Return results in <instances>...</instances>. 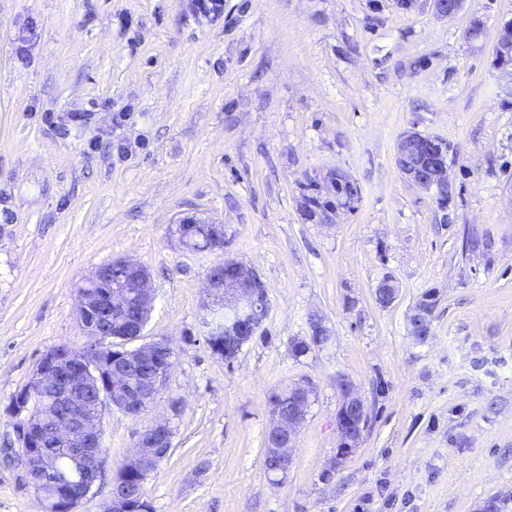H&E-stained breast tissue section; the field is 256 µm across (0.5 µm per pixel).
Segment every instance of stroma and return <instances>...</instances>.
<instances>
[{"label":"stroma","instance_id":"obj_1","mask_svg":"<svg viewBox=\"0 0 512 512\" xmlns=\"http://www.w3.org/2000/svg\"><path fill=\"white\" fill-rule=\"evenodd\" d=\"M188 3L0 0V449L17 445L3 408L41 356L84 341L78 286L127 258L151 274L143 339L176 356L139 419L105 409V468L78 512H103L136 432L163 418L151 512H486L496 496L512 512V80L494 54L512 0L447 20L427 0H224L218 19ZM409 130L451 146L447 209L396 163ZM336 169L360 197L323 223L303 197L313 182L332 198ZM187 217L223 225V249H187ZM472 235L488 252L465 249ZM227 258L268 302L230 365L204 326L205 274ZM388 274L399 295L382 307ZM427 291L419 343L407 316ZM314 315L331 338L294 357ZM342 378L370 421L341 459ZM306 381L276 483L268 396ZM21 476L0 460V512H39Z\"/></svg>","mask_w":512,"mask_h":512}]
</instances>
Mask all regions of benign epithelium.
Segmentation results:
<instances>
[{
    "label": "benign epithelium",
    "mask_w": 512,
    "mask_h": 512,
    "mask_svg": "<svg viewBox=\"0 0 512 512\" xmlns=\"http://www.w3.org/2000/svg\"><path fill=\"white\" fill-rule=\"evenodd\" d=\"M434 15L448 19L457 15L463 0H429ZM420 134L408 131L396 146V159L412 153ZM404 175L438 197L452 195L448 179V158L444 142L433 138L422 144L416 162L404 168ZM124 271L137 287L135 300L122 288L101 294L96 286L112 269ZM257 273L248 265L226 259L210 267L205 274L208 291L216 304L224 309L226 354L235 357L256 336L263 319L254 315ZM154 294L149 287V273L130 259H114L99 266L84 280L77 296V321L85 341L74 348L63 344L48 350L37 363L29 391L16 393L4 412L14 423L20 444L18 464L25 484L44 504L45 512H77L79 504L91 492L104 466L103 412L113 407L131 419H138L153 405L163 391L173 364L171 343L157 340L133 348L128 344L143 335L153 308ZM124 319L125 330L116 332L112 318ZM430 314L417 305L409 323L419 328L422 337L429 335ZM51 387L53 404H36L35 395ZM342 402L336 413V426L341 435L337 455L352 454L368 428L369 415L364 400L349 380H338ZM312 384L306 382L297 391L288 415L272 413L270 433L277 447L267 449L281 467L291 464V447L296 429L306 420ZM53 442L65 448L77 475V484L59 473L45 457V445ZM173 431L166 419L158 420L135 435L127 467L138 472L145 481L156 470L161 455L153 448H172Z\"/></svg>",
    "instance_id": "7a95c632"
}]
</instances>
